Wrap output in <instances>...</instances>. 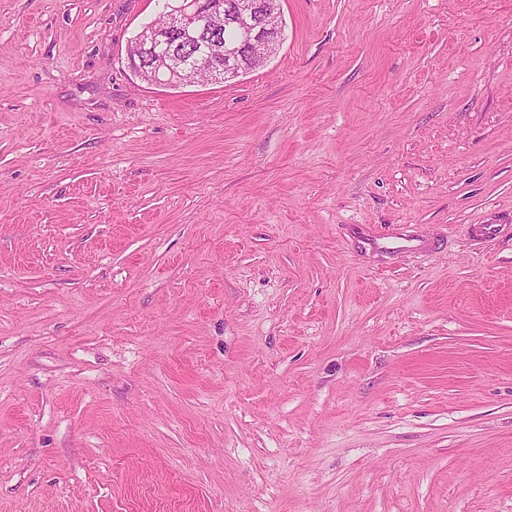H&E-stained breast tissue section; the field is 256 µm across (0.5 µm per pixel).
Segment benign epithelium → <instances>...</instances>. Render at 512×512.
<instances>
[{"label":"benign epithelium","instance_id":"obj_1","mask_svg":"<svg viewBox=\"0 0 512 512\" xmlns=\"http://www.w3.org/2000/svg\"><path fill=\"white\" fill-rule=\"evenodd\" d=\"M218 16L241 33L238 44L223 43ZM165 18L161 29L145 26L127 53L138 77L163 87L191 86L200 71L211 82L236 77L251 69L255 55L268 61L284 39L280 0H180Z\"/></svg>","mask_w":512,"mask_h":512}]
</instances>
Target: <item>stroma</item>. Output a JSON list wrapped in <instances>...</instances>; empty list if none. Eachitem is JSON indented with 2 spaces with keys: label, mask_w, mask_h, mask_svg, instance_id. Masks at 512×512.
Here are the masks:
<instances>
[{
  "label": "stroma",
  "mask_w": 512,
  "mask_h": 512,
  "mask_svg": "<svg viewBox=\"0 0 512 512\" xmlns=\"http://www.w3.org/2000/svg\"><path fill=\"white\" fill-rule=\"evenodd\" d=\"M281 9L169 89L0 0V512H512V0Z\"/></svg>",
  "instance_id": "1"
}]
</instances>
